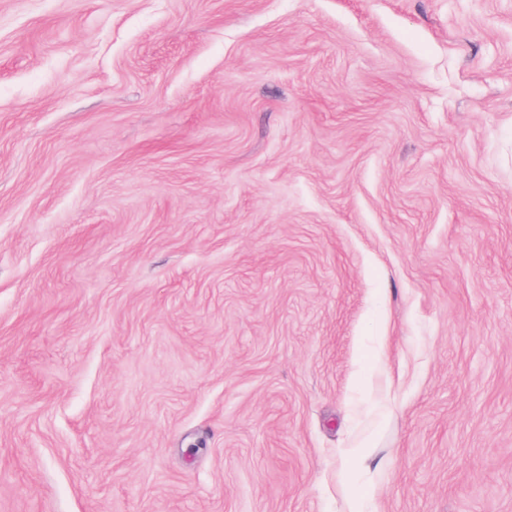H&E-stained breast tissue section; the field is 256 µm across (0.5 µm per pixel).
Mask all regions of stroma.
Returning a JSON list of instances; mask_svg holds the SVG:
<instances>
[{
  "mask_svg": "<svg viewBox=\"0 0 512 512\" xmlns=\"http://www.w3.org/2000/svg\"><path fill=\"white\" fill-rule=\"evenodd\" d=\"M0 512H512V0H0Z\"/></svg>",
  "mask_w": 512,
  "mask_h": 512,
  "instance_id": "obj_1",
  "label": "stroma"
}]
</instances>
